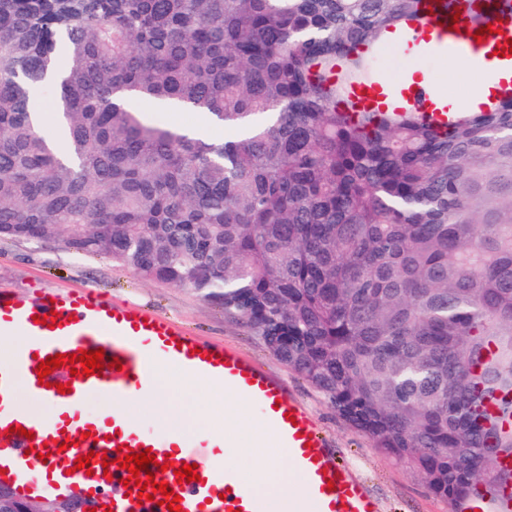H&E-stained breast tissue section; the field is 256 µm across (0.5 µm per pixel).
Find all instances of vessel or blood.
Here are the masks:
<instances>
[{
    "mask_svg": "<svg viewBox=\"0 0 512 512\" xmlns=\"http://www.w3.org/2000/svg\"><path fill=\"white\" fill-rule=\"evenodd\" d=\"M479 9L484 23L493 27L476 41L470 12ZM512 9L502 0H422V9L408 29L394 35V44L414 43L427 50L459 56L498 52L501 70L512 72V56H501L507 44L505 20ZM348 99L357 112L383 111L390 106L409 108L448 122L449 99L439 97L424 81L400 79L377 88L353 86ZM56 313L53 326L40 319ZM24 333L27 341L11 360L0 363V479L19 497L42 494L90 497L97 512H168L166 506L139 500L124 486L129 473L116 465L118 448L141 453L151 450L164 465V480L181 498L182 512H380L377 501L339 460L307 406L289 395L286 384L259 365L221 344L199 340L173 319L143 305L115 304L88 289L70 290L40 299H7L0 295V337ZM102 351L104 366L94 375L71 374L61 366L39 379L40 362L79 350ZM119 367H112V360ZM179 365L190 375L244 399L255 410L280 447L290 449V460L305 476L303 497L287 507L277 501L260 504L229 468L207 467L208 448L223 447L226 438L213 434L201 438L189 433L143 432L122 411L89 413L84 402L93 394L117 400L152 394L157 362ZM66 379L68 393L55 384ZM49 402L51 417L32 410V403ZM50 457H43L44 448ZM180 464L195 465L198 480L178 482L166 465L170 456ZM89 457V470L76 469L78 458ZM109 471L111 494L95 486L96 474ZM512 512V487H497L494 496L473 495L467 512H488L491 504Z\"/></svg>",
    "mask_w": 512,
    "mask_h": 512,
    "instance_id": "1",
    "label": "vessel or blood"
}]
</instances>
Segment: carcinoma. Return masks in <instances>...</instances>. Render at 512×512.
Segmentation results:
<instances>
[{
    "label": "carcinoma",
    "instance_id": "carcinoma-1",
    "mask_svg": "<svg viewBox=\"0 0 512 512\" xmlns=\"http://www.w3.org/2000/svg\"><path fill=\"white\" fill-rule=\"evenodd\" d=\"M420 8L0 0V236L221 305L464 512L512 481V97L445 131L339 105Z\"/></svg>",
    "mask_w": 512,
    "mask_h": 512
}]
</instances>
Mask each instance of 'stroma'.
<instances>
[{"label":"stroma","instance_id":"obj_1","mask_svg":"<svg viewBox=\"0 0 512 512\" xmlns=\"http://www.w3.org/2000/svg\"><path fill=\"white\" fill-rule=\"evenodd\" d=\"M378 68L382 78L390 80L428 72L434 84L460 102L468 96L476 74L465 57H445L395 45L380 50ZM76 288L92 289L115 302L154 307L191 335L229 347L283 380L312 412L337 455L378 500L381 512H450L447 502L429 493L418 475L375 448L336 413L319 391L274 356L259 336L225 316L218 304L204 301L188 288L144 280L108 258L87 256L54 242L0 237L1 291L33 299L48 291ZM166 376L169 398L178 414L192 418L195 435H207L214 417L225 412L223 395L204 383L195 394L187 395L175 367H167Z\"/></svg>","mask_w":512,"mask_h":512}]
</instances>
